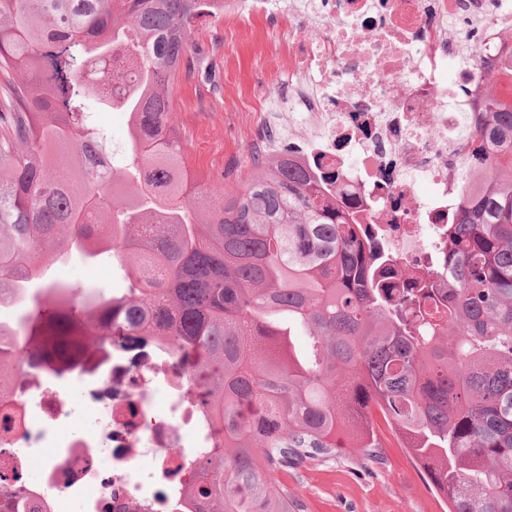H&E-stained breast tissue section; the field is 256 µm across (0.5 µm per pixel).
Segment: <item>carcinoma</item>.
<instances>
[{
	"instance_id": "obj_1",
	"label": "carcinoma",
	"mask_w": 512,
	"mask_h": 512,
	"mask_svg": "<svg viewBox=\"0 0 512 512\" xmlns=\"http://www.w3.org/2000/svg\"><path fill=\"white\" fill-rule=\"evenodd\" d=\"M210 0H0V386L11 346L74 364L82 347L151 336L194 364L222 425L194 456L191 512H291L273 473L340 436L368 458L379 423L425 469L449 512H512V65L461 126L462 195L426 275L407 278L321 165L262 156L261 171L185 190L170 85ZM124 91H104L110 80ZM99 108L129 113L128 164L82 157ZM111 251L120 296L49 269ZM448 272V281L440 274ZM307 336L296 354L292 336Z\"/></svg>"
}]
</instances>
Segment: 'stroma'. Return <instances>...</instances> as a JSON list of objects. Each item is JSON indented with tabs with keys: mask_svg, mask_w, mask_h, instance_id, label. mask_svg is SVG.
Listing matches in <instances>:
<instances>
[{
	"mask_svg": "<svg viewBox=\"0 0 512 512\" xmlns=\"http://www.w3.org/2000/svg\"><path fill=\"white\" fill-rule=\"evenodd\" d=\"M282 34L263 18L201 17L194 21L183 70L172 85L175 126L195 177L223 179L234 192L252 170L250 151L261 109L287 111L272 86ZM50 276L75 286L125 292L117 258L103 254L52 267ZM375 460L338 448L276 471L292 512H447L423 471L389 432Z\"/></svg>",
	"mask_w": 512,
	"mask_h": 512,
	"instance_id": "obj_1",
	"label": "stroma"
}]
</instances>
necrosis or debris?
<instances>
[{"mask_svg": "<svg viewBox=\"0 0 512 512\" xmlns=\"http://www.w3.org/2000/svg\"><path fill=\"white\" fill-rule=\"evenodd\" d=\"M218 14L310 20L315 33L289 40L276 88L301 109L298 160L337 169L343 197L402 259L438 241L463 189L458 131L484 87L464 34L479 33L500 66L512 0H224ZM28 349L17 343V378L0 391V485L28 483L22 499L0 497V512H59L64 493L82 512H176L179 471L208 445L192 375L172 354L117 345L58 375L29 366ZM77 415L87 429L59 436Z\"/></svg>", "mask_w": 512, "mask_h": 512, "instance_id": "1", "label": "necrosis or debris"}]
</instances>
